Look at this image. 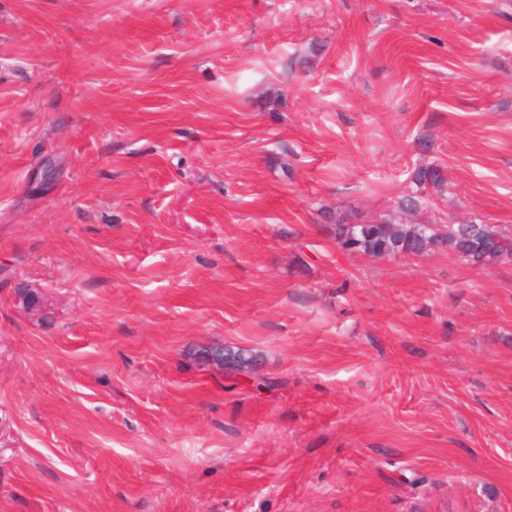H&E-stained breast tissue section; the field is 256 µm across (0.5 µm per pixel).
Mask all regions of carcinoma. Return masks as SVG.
<instances>
[{
    "mask_svg": "<svg viewBox=\"0 0 512 512\" xmlns=\"http://www.w3.org/2000/svg\"><path fill=\"white\" fill-rule=\"evenodd\" d=\"M411 182L419 190L428 185L441 188L445 185V178L441 169L431 164L415 169ZM326 228L337 243L375 258L447 249L467 262L486 266L497 262L505 254H512V230L490 224H476L473 234L456 239L439 235L431 229L425 230L421 224L392 215H380L360 222L350 215L341 214ZM487 237L498 238L500 248L481 253L479 242Z\"/></svg>",
    "mask_w": 512,
    "mask_h": 512,
    "instance_id": "carcinoma-1",
    "label": "carcinoma"
}]
</instances>
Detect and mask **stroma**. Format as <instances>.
Returning a JSON list of instances; mask_svg holds the SVG:
<instances>
[{"instance_id": "35a3bbf8", "label": "stroma", "mask_w": 512, "mask_h": 512, "mask_svg": "<svg viewBox=\"0 0 512 512\" xmlns=\"http://www.w3.org/2000/svg\"><path fill=\"white\" fill-rule=\"evenodd\" d=\"M433 162L512 229V0H0V512H512V255L323 228Z\"/></svg>"}]
</instances>
